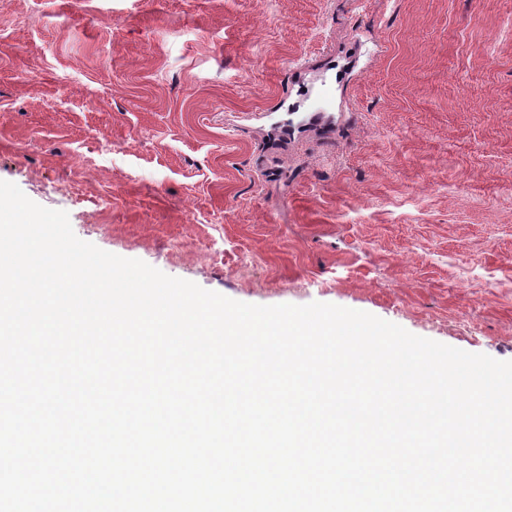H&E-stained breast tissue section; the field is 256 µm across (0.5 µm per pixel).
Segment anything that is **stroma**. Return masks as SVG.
Returning a JSON list of instances; mask_svg holds the SVG:
<instances>
[{
	"label": "stroma",
	"instance_id": "1",
	"mask_svg": "<svg viewBox=\"0 0 512 512\" xmlns=\"http://www.w3.org/2000/svg\"><path fill=\"white\" fill-rule=\"evenodd\" d=\"M0 180L229 298L512 360V0H0Z\"/></svg>",
	"mask_w": 512,
	"mask_h": 512
}]
</instances>
